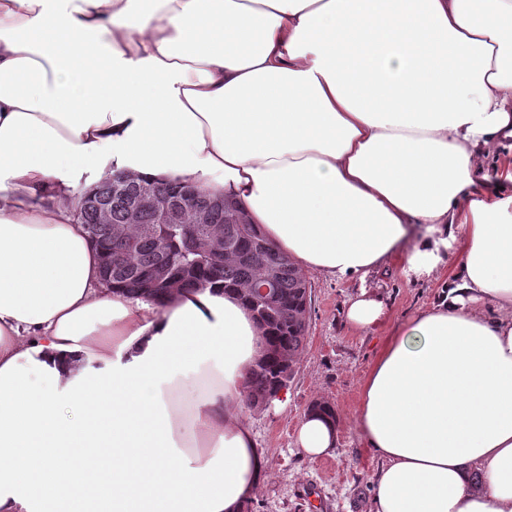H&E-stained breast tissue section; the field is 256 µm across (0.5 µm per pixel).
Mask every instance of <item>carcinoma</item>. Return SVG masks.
<instances>
[{"label": "carcinoma", "mask_w": 512, "mask_h": 512, "mask_svg": "<svg viewBox=\"0 0 512 512\" xmlns=\"http://www.w3.org/2000/svg\"><path fill=\"white\" fill-rule=\"evenodd\" d=\"M95 190L111 202L112 223H98L96 210L81 206V192L75 194V216L99 250L103 272H112L110 286L157 303L169 294L168 279L180 289L220 287L238 294L256 312L264 351L246 380L245 405L262 410L279 393L280 378L295 372L307 342L311 287L304 273L221 193L198 187L187 197L180 179L158 183L145 178L128 184L123 194L106 181ZM141 190L181 202L179 223H158L150 208L129 209V198ZM214 232L224 238L227 253L209 249ZM160 233L169 239L166 259L156 250L154 236ZM269 276L272 283L265 299L242 292Z\"/></svg>", "instance_id": "carcinoma-1"}]
</instances>
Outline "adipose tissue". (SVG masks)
I'll return each instance as SVG.
<instances>
[{
	"label": "adipose tissue",
	"mask_w": 512,
	"mask_h": 512,
	"mask_svg": "<svg viewBox=\"0 0 512 512\" xmlns=\"http://www.w3.org/2000/svg\"><path fill=\"white\" fill-rule=\"evenodd\" d=\"M510 142L512 0H0V512H241L266 477L239 298L101 281L73 186L116 169L223 193L305 273L459 255L362 384L373 512H512Z\"/></svg>",
	"instance_id": "1"
}]
</instances>
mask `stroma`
I'll return each mask as SVG.
<instances>
[{
  "mask_svg": "<svg viewBox=\"0 0 512 512\" xmlns=\"http://www.w3.org/2000/svg\"><path fill=\"white\" fill-rule=\"evenodd\" d=\"M312 317L306 347L285 393L264 410L245 411L258 448L269 459L266 480L250 500L251 512H372L379 457L359 431L357 414L364 378L388 336L439 297L444 276L411 283L400 260L366 277L392 306L388 323L367 334L350 331L345 309L357 282L308 274ZM327 401L340 420L331 454L312 460L295 446L298 423L309 404Z\"/></svg>",
  "mask_w": 512,
  "mask_h": 512,
  "instance_id": "obj_1",
  "label": "stroma"
}]
</instances>
